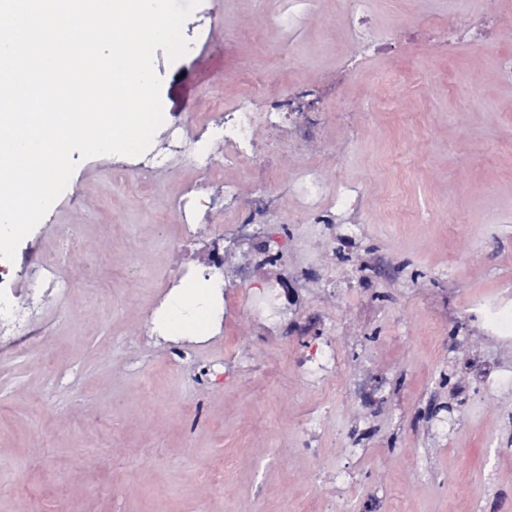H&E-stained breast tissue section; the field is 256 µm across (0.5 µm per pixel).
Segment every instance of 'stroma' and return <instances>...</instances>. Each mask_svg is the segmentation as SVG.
<instances>
[{
	"instance_id": "stroma-1",
	"label": "stroma",
	"mask_w": 512,
	"mask_h": 512,
	"mask_svg": "<svg viewBox=\"0 0 512 512\" xmlns=\"http://www.w3.org/2000/svg\"><path fill=\"white\" fill-rule=\"evenodd\" d=\"M459 7L482 48L439 43L437 0H373L378 30L398 15L411 25L402 48L364 58L345 0H320L293 31L276 22L285 0H200L182 26L185 53L155 52L164 116L189 115L208 91L232 108L253 73L286 86L287 120L259 128L256 161L225 179L246 198L270 186L256 221L289 224L292 183L317 167L328 184L363 187L360 229L344 251L316 235L269 263L237 243V202L212 182L216 205L196 216L197 273L220 252L231 281L245 266L258 284L287 270L310 277L291 280L283 330L231 298L194 367L159 372L172 339L143 340L138 325L185 255L170 245L173 223L152 217L197 175L176 162L139 175L120 155L80 161L6 264L12 287L38 264L73 287L39 301L54 373L0 338V512H23L24 487L45 512H512V384L476 382L489 363L512 366V344L467 310L512 289V81L497 68L512 54V0L491 17L481 0ZM339 94L346 111H321ZM228 336L242 345L233 359ZM287 340L340 347L356 374L386 383L380 406L299 380ZM198 404L207 418L196 423ZM319 406L321 449L307 454L300 421Z\"/></svg>"
}]
</instances>
